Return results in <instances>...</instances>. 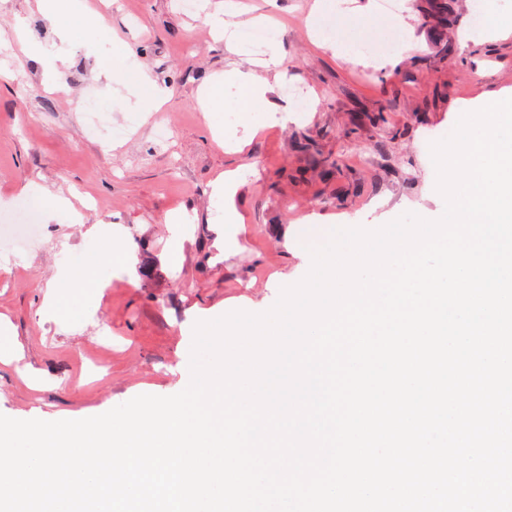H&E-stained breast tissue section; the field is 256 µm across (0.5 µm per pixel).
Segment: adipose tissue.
Here are the masks:
<instances>
[{"mask_svg":"<svg viewBox=\"0 0 512 512\" xmlns=\"http://www.w3.org/2000/svg\"><path fill=\"white\" fill-rule=\"evenodd\" d=\"M41 9L46 18L57 27L61 38L60 43L35 49L37 56L42 60L45 83L51 87L55 84L57 64L66 54L63 40L68 36L69 24H81L90 43L94 44L99 40L101 21L88 10L82 0H41ZM282 63L277 39L269 38L261 58L255 61V69L244 71L235 68L230 75L216 74L210 78L199 99L201 109L209 110L212 102L223 98L224 84L229 81L243 88L244 94L239 99L236 110L240 115H247L251 110L252 99L263 97L268 90L265 79L259 75L260 70L277 71L281 69Z\"/></svg>","mask_w":512,"mask_h":512,"instance_id":"obj_1","label":"adipose tissue"}]
</instances>
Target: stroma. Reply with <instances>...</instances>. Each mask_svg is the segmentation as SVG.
Segmentation results:
<instances>
[{
    "label": "stroma",
    "instance_id": "35a3bbf8",
    "mask_svg": "<svg viewBox=\"0 0 512 512\" xmlns=\"http://www.w3.org/2000/svg\"><path fill=\"white\" fill-rule=\"evenodd\" d=\"M180 2L112 0L101 14L108 38L95 50L72 30L59 95L45 88L42 64L13 32L19 21L29 41L49 43L55 26L38 0H0V239L35 220L28 208L2 204L31 182L70 197L83 216L40 217L44 247L26 255L23 269H0V322L19 348L16 360L0 364L2 415L92 417L141 394L182 391L196 322L236 309L265 312L281 287L307 274L297 225L378 228L409 212L440 218L431 143L462 114L512 98V33L473 26L477 0H452L445 17L437 0H401V53L383 23L341 24L318 45L307 22L314 0H246L253 15L277 20L286 78L248 118L234 112L239 91L230 84L205 113L204 84L240 58L204 23L219 0H201L194 14ZM364 42L375 55L336 54L338 44ZM131 55L169 92L159 112H136L137 88L115 77ZM89 99L108 125L135 115L137 127L104 146L83 118ZM301 99L308 109L298 110ZM272 105L293 109L288 123L269 121ZM159 119L170 130L163 143ZM213 123L239 148L212 139ZM332 158L340 166L328 177ZM236 168L237 230L211 194L213 180ZM176 213L187 223L177 239L169 222ZM115 230L127 255L106 257L62 304L46 307L62 272ZM95 362L107 372L89 374Z\"/></svg>",
    "mask_w": 512,
    "mask_h": 512
}]
</instances>
